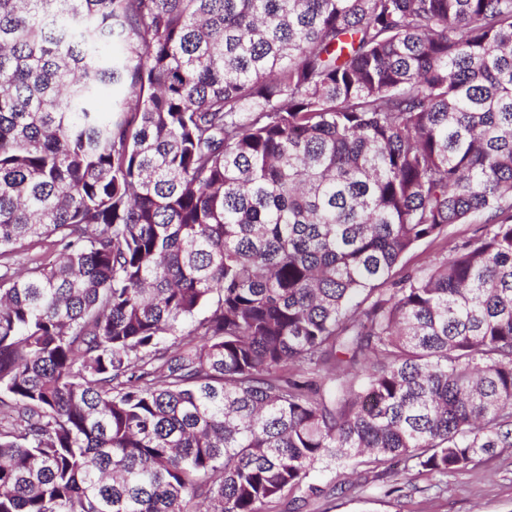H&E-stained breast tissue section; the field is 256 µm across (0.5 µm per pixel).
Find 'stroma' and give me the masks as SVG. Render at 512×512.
Returning a JSON list of instances; mask_svg holds the SVG:
<instances>
[{
    "instance_id": "1",
    "label": "stroma",
    "mask_w": 512,
    "mask_h": 512,
    "mask_svg": "<svg viewBox=\"0 0 512 512\" xmlns=\"http://www.w3.org/2000/svg\"><path fill=\"white\" fill-rule=\"evenodd\" d=\"M312 477L325 493L304 512H512V448L449 475L441 491L433 488L430 475L391 463L320 466ZM347 481L351 489L340 492V483Z\"/></svg>"
}]
</instances>
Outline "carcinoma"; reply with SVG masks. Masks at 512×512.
Wrapping results in <instances>:
<instances>
[{
	"label": "carcinoma",
	"instance_id": "carcinoma-1",
	"mask_svg": "<svg viewBox=\"0 0 512 512\" xmlns=\"http://www.w3.org/2000/svg\"><path fill=\"white\" fill-rule=\"evenodd\" d=\"M49 238L0 274V512L512 448V0H0V266ZM481 224H454L448 228L447 245L442 241L427 243L416 248L405 259L409 268L425 266L429 262L436 261L449 251L454 242L473 236ZM52 239L44 240L41 243L27 249L18 251L13 259L11 260V270L12 271H23L29 267H32L31 259H34L44 252L48 251L47 255L55 258L60 253L59 248H52L51 246ZM51 249V250H50Z\"/></svg>",
	"mask_w": 512,
	"mask_h": 512
}]
</instances>
